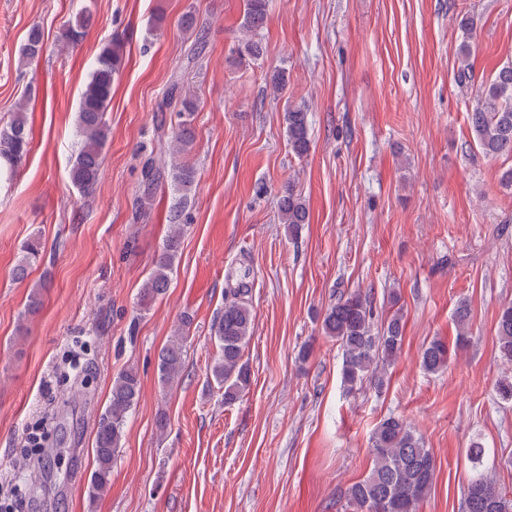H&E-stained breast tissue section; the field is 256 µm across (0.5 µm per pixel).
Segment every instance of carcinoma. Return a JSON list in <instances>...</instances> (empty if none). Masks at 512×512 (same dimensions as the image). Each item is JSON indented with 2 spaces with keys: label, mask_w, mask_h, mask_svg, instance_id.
I'll return each mask as SVG.
<instances>
[{
  "label": "carcinoma",
  "mask_w": 512,
  "mask_h": 512,
  "mask_svg": "<svg viewBox=\"0 0 512 512\" xmlns=\"http://www.w3.org/2000/svg\"><path fill=\"white\" fill-rule=\"evenodd\" d=\"M268 0H244L241 23L242 50L258 59L264 47L258 38L267 21ZM88 17L83 15L69 24L61 39L71 46L82 43ZM189 45L184 53L191 63L202 55L205 39L195 14L185 13L180 21ZM39 28L30 30L20 50V61L29 65L43 54ZM124 66V41L118 35L105 43L93 59L77 108L76 127L79 136L77 150L68 171L71 184L84 197L92 196L101 179V157L108 142L105 115L112 100V84ZM198 109L193 91L181 76L173 77L159 112H174L178 122L173 128L172 159L167 171L146 164L143 171V193L137 200L139 214L151 209L152 186L169 177L186 198L196 181L195 169L177 161V155L192 144L193 134L187 117ZM28 102H18L11 118L0 126V183L11 184L30 149L27 120ZM284 123L288 144L302 157L310 148L308 112L303 105L287 103ZM471 123L483 151L491 156L512 155V65L502 66L494 79L486 84L471 112ZM278 210L281 223L287 225L288 235L298 237L301 226L309 223V211L301 194L288 184L280 196ZM183 210L170 214L171 228L162 251L157 255L151 275L140 289V304L147 306L165 294L170 283L180 246ZM41 253L40 242L33 240L23 247V256L13 269L17 280L27 278L29 268ZM250 288L240 285L224 291V312L214 327L219 354L211 367V376L223 390L224 403L235 402L250 386V369L243 361L254 321L248 300ZM458 327V344H463L470 318L469 304L457 303L454 311ZM322 332L339 343L342 350L341 378L350 392L370 382L384 386L389 367L401 353L402 316L394 312L381 328L374 327V312L369 298L359 292L340 295L325 311ZM497 338L501 357L512 363V304L501 309L497 320ZM448 344L432 339L420 353V364L428 373H438L449 366ZM184 369L183 337L170 340L159 356L160 380L164 383L179 377ZM141 394L138 372L127 367L112 379L111 396L100 414L94 448L95 467L88 487L89 500L104 496L112 486V466L121 447L124 425L129 412L137 405ZM372 466L368 474L347 490L348 502L356 512H417L420 501L431 490L436 478V460L426 448L421 436L401 417L390 415L379 422L371 438ZM485 450L470 449L471 477L465 512H512V499L503 492L488 473L484 463Z\"/></svg>",
  "instance_id": "carcinoma-1"
}]
</instances>
